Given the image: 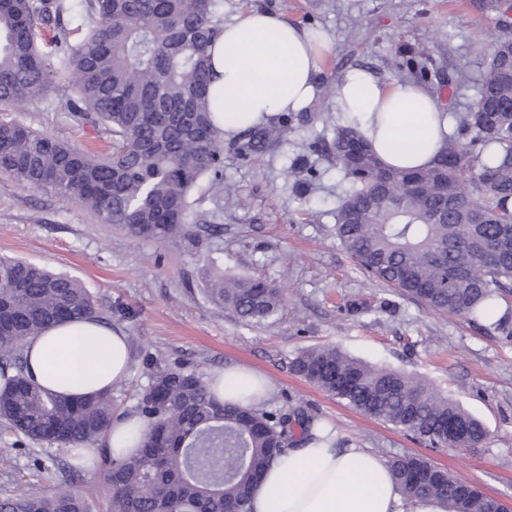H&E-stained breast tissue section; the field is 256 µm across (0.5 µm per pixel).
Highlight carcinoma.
<instances>
[{"label": "carcinoma", "instance_id": "1", "mask_svg": "<svg viewBox=\"0 0 512 512\" xmlns=\"http://www.w3.org/2000/svg\"><path fill=\"white\" fill-rule=\"evenodd\" d=\"M504 34L481 75L475 101L453 112L456 134L422 170L384 166L353 119L332 140L336 167L349 181L335 212L336 236L361 270L436 312L472 324L512 290V0H475ZM87 30L70 44L62 32L61 67L75 73L74 110L111 136L95 154L16 121H0V172L75 199L102 224H119L159 244L190 231V195L208 176L225 197L224 133L212 122L208 48L224 27L221 0H80ZM64 0H0V111L17 112L50 77L36 29L77 7ZM395 66L415 82L426 67L408 48ZM288 115L236 138L246 155L288 143ZM448 217L434 218L443 189ZM209 299L247 321L282 307L264 279L210 274ZM96 316L92 296L72 276L0 256V426L64 450L101 441L107 512H248L253 485L270 463L315 439V419L300 407L267 410L217 400L208 378L182 366H158L132 410L145 425L136 450L115 459L107 440L114 396L76 401L27 376L23 346L53 324ZM292 370L358 412L447 448L448 424L485 440L482 423L457 402L406 373L374 367L335 345L299 353ZM408 499L433 496L450 512H498L497 499L457 480L426 458L388 460ZM0 512H88L75 491L0 499Z\"/></svg>", "mask_w": 512, "mask_h": 512}]
</instances>
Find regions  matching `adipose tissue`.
Masks as SVG:
<instances>
[{
	"label": "adipose tissue",
	"instance_id": "1",
	"mask_svg": "<svg viewBox=\"0 0 512 512\" xmlns=\"http://www.w3.org/2000/svg\"><path fill=\"white\" fill-rule=\"evenodd\" d=\"M328 37L252 9L225 23L212 45L214 118L226 138L273 117L301 112L316 94ZM334 93L341 111L359 117L382 161L399 169L430 166L443 150L448 114L435 95L406 81L381 82L355 69ZM29 376L53 393L84 395L124 382L130 371L123 330L95 318L68 320L24 345ZM221 400L265 403L272 389L239 366L215 372ZM249 512H448L435 498L405 500L372 449L304 443L278 457L256 486Z\"/></svg>",
	"mask_w": 512,
	"mask_h": 512
}]
</instances>
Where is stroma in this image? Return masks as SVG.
I'll use <instances>...</instances> for the list:
<instances>
[{"instance_id":"stroma-1","label":"stroma","mask_w":512,"mask_h":512,"mask_svg":"<svg viewBox=\"0 0 512 512\" xmlns=\"http://www.w3.org/2000/svg\"><path fill=\"white\" fill-rule=\"evenodd\" d=\"M224 19L264 10L293 24L316 27L330 41L317 94L291 115L293 132L277 149L241 156L224 145V181L240 199L217 197L198 182L192 211L214 213L192 223L193 241L168 245L99 223L78 202L0 174V255L32 261L80 280L97 317L122 329L136 354L115 388L117 413L135 406L155 366L181 365L208 375L243 365L272 387L269 406L301 407L335 426L346 442L383 459L417 454L459 480L512 503V342L453 313L429 310L401 291L371 279L337 240L336 205L349 182L328 154L339 114L337 79L360 68L384 81L402 79L397 47L420 54L447 111H464L477 96L487 54L499 36L493 16L471 0H222ZM462 70L459 88L440 87L448 70ZM74 75L54 69L47 90L24 105L18 120L53 138L104 151L110 139L72 112ZM252 275L284 294L283 308L260 322L240 319L205 293L208 271ZM339 346L368 363L398 369L448 394L487 430L484 443L433 448L392 424L367 417L294 374L298 352ZM62 451L0 430V497L49 493L67 486L90 512H106L101 468L70 473Z\"/></svg>"}]
</instances>
